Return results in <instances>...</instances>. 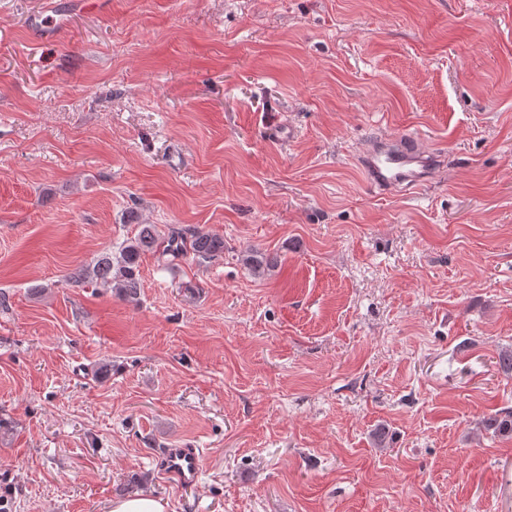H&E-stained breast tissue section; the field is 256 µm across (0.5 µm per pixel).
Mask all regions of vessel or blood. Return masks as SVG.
<instances>
[{"mask_svg":"<svg viewBox=\"0 0 512 512\" xmlns=\"http://www.w3.org/2000/svg\"><path fill=\"white\" fill-rule=\"evenodd\" d=\"M438 160L420 139L383 135L370 140L361 155L369 187L380 194H411L426 187ZM202 451L164 448L157 454L161 477L190 488L200 477Z\"/></svg>","mask_w":512,"mask_h":512,"instance_id":"vessel-or-blood-1","label":"vessel or blood"}]
</instances>
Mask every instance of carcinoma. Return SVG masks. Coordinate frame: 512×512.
<instances>
[{
    "label": "carcinoma",
    "mask_w": 512,
    "mask_h": 512,
    "mask_svg": "<svg viewBox=\"0 0 512 512\" xmlns=\"http://www.w3.org/2000/svg\"><path fill=\"white\" fill-rule=\"evenodd\" d=\"M155 251L162 257L175 260L192 255L202 261L224 254V238L197 228L171 227L165 235H160L154 224L139 225L136 237L127 240L120 248L119 256L107 254L91 267H79L69 276L68 282L74 286L95 283L109 288L129 303H136L140 296L139 267L141 256ZM241 262L260 276L265 270L275 266L277 259L258 251H245ZM487 429L494 433L512 434V412L504 417H492L486 421Z\"/></svg>",
    "instance_id": "1"
}]
</instances>
